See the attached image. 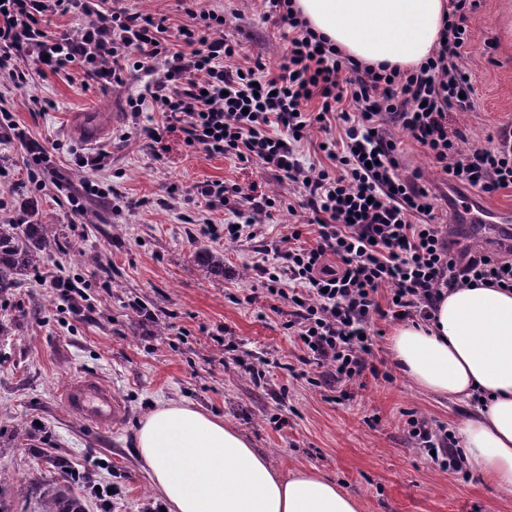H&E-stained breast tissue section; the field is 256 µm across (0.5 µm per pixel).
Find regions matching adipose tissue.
I'll return each mask as SVG.
<instances>
[{
  "label": "adipose tissue",
  "mask_w": 512,
  "mask_h": 512,
  "mask_svg": "<svg viewBox=\"0 0 512 512\" xmlns=\"http://www.w3.org/2000/svg\"><path fill=\"white\" fill-rule=\"evenodd\" d=\"M310 27L351 57L412 67L439 38L446 0H295ZM390 350L407 378L484 408L459 429L468 467L512 486V290L450 291L428 321L396 325ZM138 455L166 512H362L359 499L309 470L283 474L222 417L171 402L140 421Z\"/></svg>",
  "instance_id": "ef3b65f1"
}]
</instances>
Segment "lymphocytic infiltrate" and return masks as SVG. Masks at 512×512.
Segmentation results:
<instances>
[{
	"mask_svg": "<svg viewBox=\"0 0 512 512\" xmlns=\"http://www.w3.org/2000/svg\"><path fill=\"white\" fill-rule=\"evenodd\" d=\"M288 46L276 69L241 62L240 44L214 35L222 15L189 11L188 24L170 31L164 19L145 12L100 10L98 0H0V72L16 88L29 83L13 57L23 51L38 73L81 70L101 86H122L130 71L153 78L127 100L151 144L178 136L206 156L261 162L301 196L303 224L292 225L277 249L259 246L252 264L251 298L275 296L287 305L286 328L314 366L310 385L343 389L383 374L370 327L428 320L443 291L459 286L512 289V248L454 252L433 221V196L416 171H406L393 130L405 133L432 156L449 184L482 197L512 189V128L470 143L465 129L449 124L453 112L471 107V76L462 61L468 44L465 22L480 0H449L437 43L419 66H372L345 55L315 32L293 0H263ZM86 16L80 35L54 34V16ZM325 135L318 149L327 166H305L300 150L311 130ZM19 141L27 179L36 188L53 184L71 212L81 216L82 194L101 199L112 188L85 182L74 191L48 150L0 111V142ZM185 196L198 213L232 207L225 226L233 238H250L271 217L277 197L242 190L220 180L195 184ZM405 431L432 465L451 473L465 464L447 424L416 412Z\"/></svg>",
	"mask_w": 512,
	"mask_h": 512,
	"instance_id": "lymphocytic-infiltrate-1",
	"label": "lymphocytic infiltrate"
}]
</instances>
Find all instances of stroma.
I'll return each instance as SVG.
<instances>
[{"label":"stroma","mask_w":512,"mask_h":512,"mask_svg":"<svg viewBox=\"0 0 512 512\" xmlns=\"http://www.w3.org/2000/svg\"><path fill=\"white\" fill-rule=\"evenodd\" d=\"M222 13L220 33L249 56L276 66L288 43L266 22L262 0H200ZM512 17V0H481L468 19L464 67L472 76V108L454 114L469 138L485 139L512 124V40L500 28ZM149 76L137 72L125 86L86 85L81 73L33 74L19 91L0 74V101L32 139L50 148L73 186L97 181L115 188L111 202L87 200L84 223H71L70 205L53 185L29 184L24 151L0 144V224L31 209L32 219L58 227L57 244L38 276L0 299V499L14 512H37L46 482L83 475L84 512H101L94 485L116 486L117 512H146L157 503L138 456L139 421L159 401L193 406L225 421L265 453L276 470L314 469L362 502L363 512H512V488L478 474L461 477L435 468L407 440L402 410L458 429L472 412L467 399L440 398L413 386L391 362L387 332L379 356L391 380L366 378L341 402L289 374L301 350L285 329L282 301L246 302L253 281L248 264L255 244L279 243L296 217L274 211L256 240L215 239L183 220L190 208L180 191L206 180L287 194V184L259 164L206 157L170 138L156 157L139 138L126 99ZM33 97L53 100L31 111ZM123 113L113 122V113ZM103 125L95 140L79 138L77 119ZM98 157V170L79 167L76 155ZM137 208H129V200ZM224 255V275L212 278L194 261L197 251ZM82 288L81 311L55 294L57 276ZM164 335H157V326ZM232 341L234 352L224 349ZM272 368L254 381L247 365ZM76 377L111 387L124 407L123 423L104 431L70 413L61 393ZM33 426V447L10 443L15 424Z\"/></svg>","instance_id":"35a3bbf8"}]
</instances>
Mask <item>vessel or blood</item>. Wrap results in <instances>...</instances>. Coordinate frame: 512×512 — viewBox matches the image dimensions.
Masks as SVG:
<instances>
[{
  "mask_svg": "<svg viewBox=\"0 0 512 512\" xmlns=\"http://www.w3.org/2000/svg\"><path fill=\"white\" fill-rule=\"evenodd\" d=\"M458 207L466 210L474 224L491 226L495 238H503L512 232V211L489 210L473 198L458 200ZM64 406L75 415L100 428L117 426L121 419V407L111 387L90 379L72 380L62 393Z\"/></svg>",
  "mask_w": 512,
  "mask_h": 512,
  "instance_id": "1",
  "label": "vessel or blood"
}]
</instances>
